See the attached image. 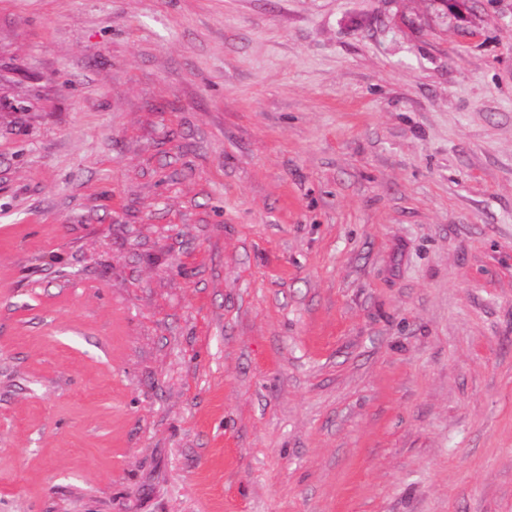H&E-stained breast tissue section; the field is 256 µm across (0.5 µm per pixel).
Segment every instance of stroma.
Returning a JSON list of instances; mask_svg holds the SVG:
<instances>
[{"mask_svg":"<svg viewBox=\"0 0 512 512\" xmlns=\"http://www.w3.org/2000/svg\"><path fill=\"white\" fill-rule=\"evenodd\" d=\"M0 512H512V0H0Z\"/></svg>","mask_w":512,"mask_h":512,"instance_id":"obj_1","label":"stroma"}]
</instances>
